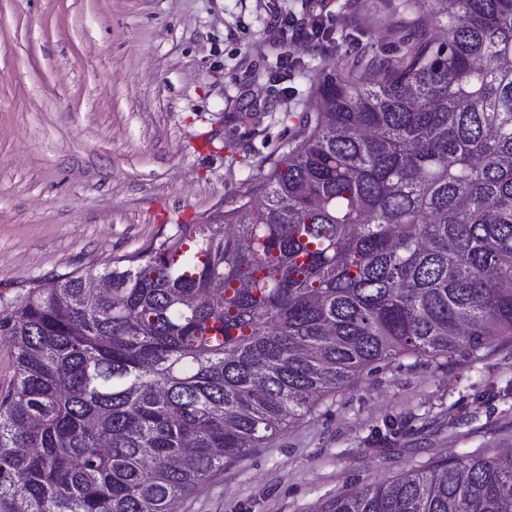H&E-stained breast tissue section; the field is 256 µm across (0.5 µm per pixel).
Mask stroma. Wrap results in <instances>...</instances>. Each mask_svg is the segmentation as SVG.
<instances>
[{
	"instance_id": "stroma-1",
	"label": "stroma",
	"mask_w": 512,
	"mask_h": 512,
	"mask_svg": "<svg viewBox=\"0 0 512 512\" xmlns=\"http://www.w3.org/2000/svg\"><path fill=\"white\" fill-rule=\"evenodd\" d=\"M322 6L326 36L300 32ZM290 24L278 30L274 15ZM381 0H0V318L37 283L135 255L256 185L313 76L392 49ZM512 448V336L402 357L183 498L320 512L340 493Z\"/></svg>"
}]
</instances>
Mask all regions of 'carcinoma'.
<instances>
[{
    "mask_svg": "<svg viewBox=\"0 0 512 512\" xmlns=\"http://www.w3.org/2000/svg\"><path fill=\"white\" fill-rule=\"evenodd\" d=\"M409 2L257 187L0 319V512H171L368 367L512 336V0ZM320 512H512V448ZM13 350L7 336L0 335V394L12 389L15 382Z\"/></svg>",
    "mask_w": 512,
    "mask_h": 512,
    "instance_id": "cac0c4a2",
    "label": "carcinoma"
}]
</instances>
